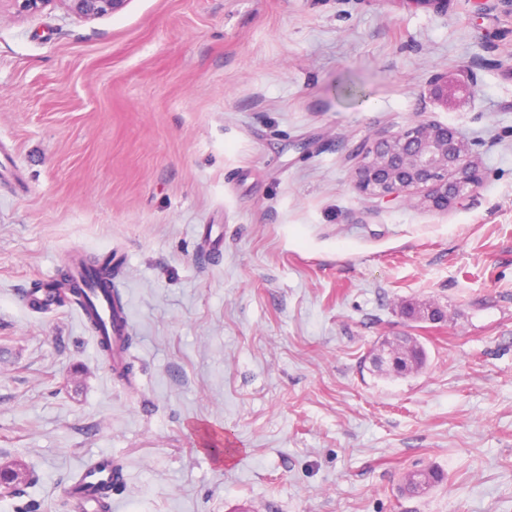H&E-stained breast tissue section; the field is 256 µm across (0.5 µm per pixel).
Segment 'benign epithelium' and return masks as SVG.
<instances>
[{
	"label": "benign epithelium",
	"instance_id": "7a95c632",
	"mask_svg": "<svg viewBox=\"0 0 512 512\" xmlns=\"http://www.w3.org/2000/svg\"><path fill=\"white\" fill-rule=\"evenodd\" d=\"M19 13H35L52 0H6ZM73 13L96 18L115 13L129 0H67ZM465 86L448 73L431 81V97L453 106ZM483 181L471 148L451 127L415 120L399 132L368 137L354 153L353 182L362 193L382 199L404 197L436 211H446ZM404 350L387 342L376 354L374 364L386 371L404 368Z\"/></svg>",
	"mask_w": 512,
	"mask_h": 512
}]
</instances>
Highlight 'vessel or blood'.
I'll return each instance as SVG.
<instances>
[{"label":"vessel or blood","instance_id":"vessel-or-blood-1","mask_svg":"<svg viewBox=\"0 0 512 512\" xmlns=\"http://www.w3.org/2000/svg\"><path fill=\"white\" fill-rule=\"evenodd\" d=\"M78 315L91 330L97 345H109V364L113 375H120L128 362L125 338L129 332V320L125 310L112 306L109 296L99 288L85 289L79 296ZM113 474L109 456L103 455L84 465L74 482L63 489L70 498L83 503L86 512H101L98 489L108 483Z\"/></svg>","mask_w":512,"mask_h":512}]
</instances>
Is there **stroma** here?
I'll return each instance as SVG.
<instances>
[{
	"label": "stroma",
	"mask_w": 512,
	"mask_h": 512,
	"mask_svg": "<svg viewBox=\"0 0 512 512\" xmlns=\"http://www.w3.org/2000/svg\"><path fill=\"white\" fill-rule=\"evenodd\" d=\"M471 95L433 101L435 74ZM355 79L364 100L337 95ZM426 120L483 175L445 212L359 192L353 154ZM110 252L134 386L75 308L17 304ZM440 308L444 321L406 307ZM417 337L425 368L370 357ZM512 512V15L500 0L0 7V512ZM443 485L411 497L405 473ZM73 13L84 18H96L115 13L125 7L128 0H66ZM111 476L113 479L110 457L107 455L100 456L84 465L80 469L76 480L63 488V493L72 499L81 501L87 512H101V499L109 496L112 485L99 490L101 499H98L96 492L103 484L110 481ZM423 476L424 481L418 482L417 477ZM446 480L444 472L435 468L429 467L416 471H410L403 477V485L401 487L402 493L410 496H420L427 489L436 487Z\"/></svg>",
	"instance_id": "stroma-1"
}]
</instances>
